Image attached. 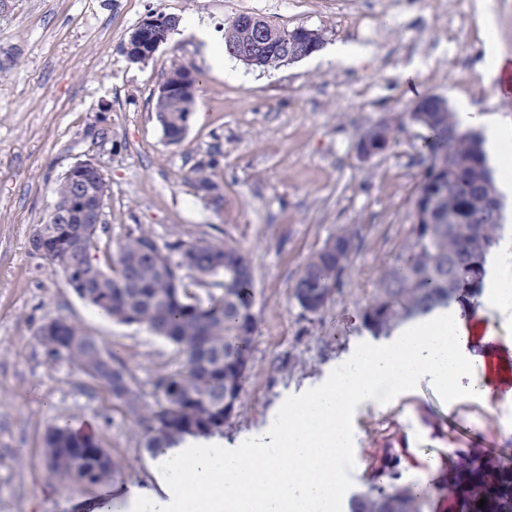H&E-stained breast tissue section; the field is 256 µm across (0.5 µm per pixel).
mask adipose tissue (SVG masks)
I'll list each match as a JSON object with an SVG mask.
<instances>
[{"label": "adipose tissue", "instance_id": "ef3b65f1", "mask_svg": "<svg viewBox=\"0 0 512 512\" xmlns=\"http://www.w3.org/2000/svg\"><path fill=\"white\" fill-rule=\"evenodd\" d=\"M495 327L478 335L470 316L437 310L390 340L366 344L341 370L275 407L265 426L235 445L201 440L163 449L152 461L157 490L135 496V512H336V484L356 443L349 419L427 381L449 402L478 395L512 401V376L494 371ZM467 370L476 382L449 390Z\"/></svg>", "mask_w": 512, "mask_h": 512}]
</instances>
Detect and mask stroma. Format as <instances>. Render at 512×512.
<instances>
[{
  "instance_id": "1",
  "label": "stroma",
  "mask_w": 512,
  "mask_h": 512,
  "mask_svg": "<svg viewBox=\"0 0 512 512\" xmlns=\"http://www.w3.org/2000/svg\"><path fill=\"white\" fill-rule=\"evenodd\" d=\"M341 11L369 15L377 41L365 43ZM159 12L179 15L181 28L147 61L129 62L131 32ZM240 13L319 30L352 61L318 52L260 71L228 57L215 69L193 31L222 41L225 20ZM501 55L512 61V0H0V512H66L70 499L83 512H128L111 484L152 485L151 456L123 407L71 363L50 360L34 338L40 325L61 315L79 323L147 396L158 374L182 367L174 345L101 316L29 252L72 166L95 160L110 187L93 252L102 269L139 229L163 246L202 238L248 254L257 327L241 408L224 425L230 442L368 338L356 314L410 228L422 170L421 130L409 114L417 98L437 95L453 111L511 123L512 94L488 78ZM178 64L202 83L183 141L170 144L153 106ZM388 115L401 130L363 158L359 130ZM201 165L212 191L197 186ZM344 224L363 237L353 273L337 301L307 314L291 287ZM62 421L92 430L123 460L114 483L68 486L49 474L44 439ZM352 425L346 499L387 485L394 469L398 486L423 496L424 512H448L450 469L477 448L495 464L512 458V402L451 406L426 384L361 409Z\"/></svg>"
}]
</instances>
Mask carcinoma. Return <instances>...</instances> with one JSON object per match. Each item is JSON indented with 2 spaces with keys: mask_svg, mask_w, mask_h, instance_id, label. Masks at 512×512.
I'll use <instances>...</instances> for the list:
<instances>
[{
  "mask_svg": "<svg viewBox=\"0 0 512 512\" xmlns=\"http://www.w3.org/2000/svg\"><path fill=\"white\" fill-rule=\"evenodd\" d=\"M236 15L224 23V37L247 44L252 33ZM284 63L271 48L254 64L261 70ZM195 97L184 94L156 100L155 115L168 142H181ZM411 121L426 131L423 170L413 190V222L391 264L379 275L373 298L358 311L363 328L388 336L403 323L456 304L474 306L480 293L467 287L476 268L486 276L488 257L502 237L503 204L483 136L465 129L448 105L425 96L415 102ZM397 128L392 118L363 127L358 143L380 140L388 148ZM85 187L92 197L108 198L101 173H91ZM47 257L56 260L80 299L113 321L138 325L174 345L185 362L176 373L159 377L154 399L147 400L126 369L106 353L99 340L65 317L52 319L55 329L39 326L35 337L53 359L64 358L107 390L125 380L116 397L139 430L142 446L152 455L187 435H213L240 407L252 367V341L257 326L253 311V271L245 252L226 242L205 239L160 246L152 233L131 232L112 260V273L91 258L98 231L79 240L70 224L49 218L44 224ZM362 244L360 228L344 224L310 254L292 288L300 308L322 310L350 275ZM200 284L212 283L221 294L203 301L190 291L182 272ZM50 472L68 485L95 484L119 475L121 461L101 448L93 435L53 427L46 436ZM462 512H512V464L495 471L473 464L448 474ZM486 499L478 507L480 499ZM349 512H421L418 495L395 486L371 488L354 495Z\"/></svg>",
  "mask_w": 512,
  "mask_h": 512,
  "instance_id": "cac0c4a2",
  "label": "carcinoma"
}]
</instances>
